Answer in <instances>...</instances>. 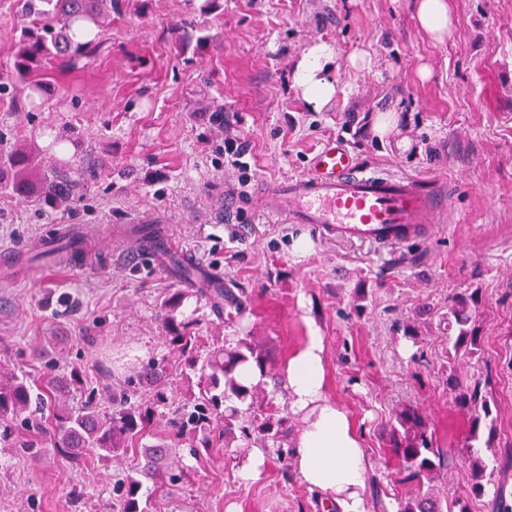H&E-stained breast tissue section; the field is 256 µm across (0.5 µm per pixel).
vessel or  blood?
<instances>
[{
    "label": "vessel or blood",
    "mask_w": 512,
    "mask_h": 512,
    "mask_svg": "<svg viewBox=\"0 0 512 512\" xmlns=\"http://www.w3.org/2000/svg\"><path fill=\"white\" fill-rule=\"evenodd\" d=\"M256 203L325 239L397 249L426 238L447 208L438 185L391 175L327 142L306 172L260 186Z\"/></svg>",
    "instance_id": "b4317fda"
}]
</instances>
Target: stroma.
I'll return each instance as SVG.
<instances>
[{
  "mask_svg": "<svg viewBox=\"0 0 512 512\" xmlns=\"http://www.w3.org/2000/svg\"><path fill=\"white\" fill-rule=\"evenodd\" d=\"M450 6L452 24L436 39L417 25L414 0H114L92 53L52 61L33 105L12 90L23 17L16 0H0V132L43 165L52 139L70 137L78 159L98 165L70 210L0 198V247L32 253L51 228L70 225L86 248L35 263L28 278L0 275V363L37 381L79 371L69 404L104 408L142 365L167 357L160 304L184 282L171 266L129 263L130 221L155 212L175 255H194L202 275L219 273L246 300L227 321L185 299L176 316L196 320L200 335L227 346L257 336L278 378L318 328L327 394L351 417L368 463L367 512H396L407 491L386 438L404 407L423 413L438 447L499 459L512 445V0ZM317 43L336 56L339 88L318 110L293 85L296 60ZM385 114L392 127L374 133ZM228 135L251 148L252 184L305 172L333 139L390 173L441 177L448 215L397 254L318 238L297 252L308 228L246 198L225 211V193L240 191L224 166ZM471 293L483 342L462 359L448 341V299ZM406 323L418 342L404 339ZM451 372L486 379L493 444L471 441L444 384ZM40 437L23 428L0 440V512H109L116 479L140 467L135 450L70 460L18 446ZM262 453L248 481L225 449L185 457L191 486L156 498L153 512H323L297 472L282 476L273 445Z\"/></svg>",
  "mask_w": 512,
  "mask_h": 512,
  "instance_id": "obj_1",
  "label": "stroma"
}]
</instances>
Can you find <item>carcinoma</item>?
<instances>
[{
	"label": "carcinoma",
	"mask_w": 512,
	"mask_h": 512,
	"mask_svg": "<svg viewBox=\"0 0 512 512\" xmlns=\"http://www.w3.org/2000/svg\"><path fill=\"white\" fill-rule=\"evenodd\" d=\"M112 0H22L21 11L29 24L21 32L15 68L24 79L42 68L51 59L65 58L73 52L85 53L95 47L96 29L110 16ZM95 176L91 166L73 165L62 159L42 168L31 149L13 146L0 134V193L22 197L55 210H66L83 196L87 178ZM194 292L209 301L213 312L242 315L243 302L228 289L216 285L196 288ZM185 294L177 292L164 301V340L177 356L181 375L187 382H196L197 391L190 392L177 403L169 396L168 380L172 367L165 359L151 361L137 372L130 384L145 386L149 393L139 400L128 398L122 391L112 397V406L103 410L96 405L71 407L60 399L65 387L50 379L41 386L29 382L0 365V428L12 434L18 417L37 401L48 404L51 417L45 436L61 454L77 457V453H106L118 448H139L141 440L153 433L155 420L167 411V432L157 436V443L144 448L141 475L159 482L155 492L171 497L184 488L190 474L181 463L179 447L189 445L196 458L209 453L217 444L230 448L236 441L249 445L256 441L273 442L281 474L288 477L290 451L283 446L287 430L284 418L271 413L260 419L254 409L264 391L261 385L246 386L234 376L235 368L253 362L267 375L266 360L256 350L254 337L240 338L236 346L224 348L206 345L193 333L192 324L175 317V311ZM478 298L461 295L448 306V326L455 334L448 337L455 353L471 357L480 346L482 336L472 324L471 307ZM448 389L460 411L471 420V438H479L481 426L488 427L487 441L496 436L491 400L482 383L475 380L463 384L451 373L446 378ZM399 427L391 429L389 443L401 458L400 470L404 483L427 484V490L398 500L397 512H471L464 499H448L434 492V482L441 473L453 466L457 456L433 447L422 415L408 407L396 414ZM471 475V494L482 498L494 472L486 461L475 455L467 457ZM142 481L127 476L112 488L110 512H152L150 501H142Z\"/></svg>",
	"instance_id": "obj_1"
}]
</instances>
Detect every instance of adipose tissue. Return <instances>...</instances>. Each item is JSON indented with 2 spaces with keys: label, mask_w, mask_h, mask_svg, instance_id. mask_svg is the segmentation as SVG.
Instances as JSON below:
<instances>
[{
  "label": "adipose tissue",
  "mask_w": 512,
  "mask_h": 512,
  "mask_svg": "<svg viewBox=\"0 0 512 512\" xmlns=\"http://www.w3.org/2000/svg\"><path fill=\"white\" fill-rule=\"evenodd\" d=\"M333 51L319 43L297 62L294 83L303 98L323 107L337 88L327 77ZM283 377L289 404L301 425L290 443L292 463L330 512H366L367 465L360 439L346 411L325 390V344L317 329L288 359Z\"/></svg>",
  "instance_id": "adipose-tissue-1"
}]
</instances>
